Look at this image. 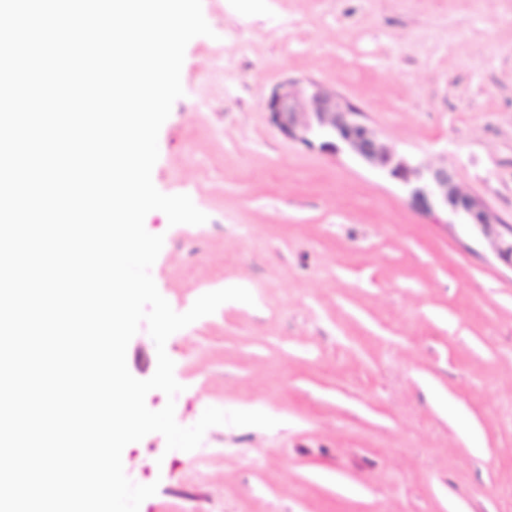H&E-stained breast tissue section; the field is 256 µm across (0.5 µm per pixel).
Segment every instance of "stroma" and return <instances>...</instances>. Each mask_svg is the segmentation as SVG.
<instances>
[{
    "instance_id": "obj_1",
    "label": "stroma",
    "mask_w": 512,
    "mask_h": 512,
    "mask_svg": "<svg viewBox=\"0 0 512 512\" xmlns=\"http://www.w3.org/2000/svg\"><path fill=\"white\" fill-rule=\"evenodd\" d=\"M213 37L152 170L201 225L145 218L175 312L246 287L165 345L179 425L210 406L272 429L213 426L189 452L148 434L126 474L140 512H512V266L347 152L281 135L266 103L316 82L378 137L512 225V0H202ZM127 366L157 367L140 324Z\"/></svg>"
}]
</instances>
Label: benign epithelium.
Returning <instances> with one entry per match:
<instances>
[{"label": "benign epithelium", "mask_w": 512, "mask_h": 512, "mask_svg": "<svg viewBox=\"0 0 512 512\" xmlns=\"http://www.w3.org/2000/svg\"><path fill=\"white\" fill-rule=\"evenodd\" d=\"M271 124L285 136L333 152L346 149L371 167L409 188L424 207L451 210L484 235L499 259L512 266V225L465 192L443 166H424L383 143L361 120V113L319 85L283 83L266 104Z\"/></svg>", "instance_id": "benign-epithelium-1"}]
</instances>
